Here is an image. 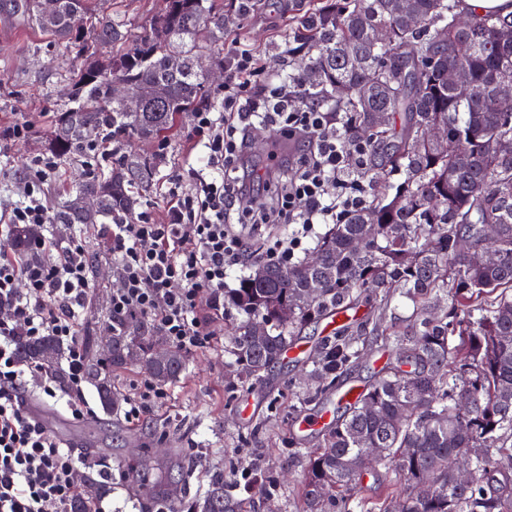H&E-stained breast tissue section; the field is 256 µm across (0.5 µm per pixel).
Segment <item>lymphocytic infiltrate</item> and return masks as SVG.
I'll return each mask as SVG.
<instances>
[{
    "label": "lymphocytic infiltrate",
    "mask_w": 512,
    "mask_h": 512,
    "mask_svg": "<svg viewBox=\"0 0 512 512\" xmlns=\"http://www.w3.org/2000/svg\"><path fill=\"white\" fill-rule=\"evenodd\" d=\"M228 55L218 107L189 118L202 166L185 165L168 178L163 217L144 211L105 231L121 276L110 296L113 316L150 320L187 352L213 336L209 318L224 312V275L247 261V227L294 225L293 234L268 250L270 258L287 264L316 225L337 223L368 196L364 177L355 173L363 150L337 134L340 113L308 103L293 81L265 79L267 64L246 46L234 44ZM267 125L303 144L304 151L244 175L246 152ZM62 168L56 152L33 156L20 179L19 202L0 210L5 218L0 227V512H47L51 506L70 512L81 498L85 512H106L102 498H86L71 450L24 412L20 395L30 379L51 398L56 387L39 369L19 364L15 336L52 335L73 345L74 385L66 405L75 418L89 413L81 386L84 354L75 346L93 286L88 233L76 230L65 242L41 235L28 258L8 245L15 225L50 224L47 185Z\"/></svg>",
    "instance_id": "f902f5d3"
}]
</instances>
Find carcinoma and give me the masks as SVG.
<instances>
[{
    "instance_id": "cac0c4a2",
    "label": "carcinoma",
    "mask_w": 512,
    "mask_h": 512,
    "mask_svg": "<svg viewBox=\"0 0 512 512\" xmlns=\"http://www.w3.org/2000/svg\"><path fill=\"white\" fill-rule=\"evenodd\" d=\"M340 0L298 19L296 50L311 49L296 77L305 99L343 113L346 135L365 144V174L373 200L333 225L316 246V265L263 261L224 304L243 316L229 334L227 355L246 380L281 360L299 330L357 308L360 299L398 291L414 304L409 322L384 329L397 362L381 369L323 434L304 472V512H353V483L383 468L394 479L361 512H512V101L498 99L501 79L512 81V13L492 12L455 24L462 0ZM42 18L41 0H15L13 9L59 40L90 28L84 64L70 72L72 99L53 130L64 156L86 155L92 138L137 137L162 144L179 116L205 98L199 29L224 42V0H166L150 34L139 38L98 0H54ZM387 31L380 42L377 32ZM112 56L96 58L97 48ZM464 75L448 83V69ZM400 125L376 126L379 113ZM447 131L439 141L429 128ZM167 157L117 154L106 176L82 178L58 206L53 223L98 224L131 214ZM402 176L399 182L393 175ZM14 248L30 252L38 230L14 227ZM490 250L487 264L457 248ZM448 297V310L431 299ZM288 316H283V312ZM112 337V355L98 354L95 337H81L83 376L102 410H121L113 375L143 367L162 387L186 371L188 356L146 319H129ZM23 365L36 366L60 388L71 387L62 362L70 346L54 336L15 338ZM359 337L346 323L323 340L310 376L312 401L329 400L359 358ZM451 458L468 462L460 481ZM160 491L163 512H246L212 474L206 491L189 496Z\"/></svg>"
}]
</instances>
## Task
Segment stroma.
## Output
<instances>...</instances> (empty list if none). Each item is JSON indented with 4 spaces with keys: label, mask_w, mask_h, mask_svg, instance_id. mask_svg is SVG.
<instances>
[{
    "label": "stroma",
    "mask_w": 512,
    "mask_h": 512,
    "mask_svg": "<svg viewBox=\"0 0 512 512\" xmlns=\"http://www.w3.org/2000/svg\"><path fill=\"white\" fill-rule=\"evenodd\" d=\"M0 0V120L31 125L27 141L12 148L0 160V201H18L9 189L18 181L29 156L50 145L49 133L61 108L67 103L69 77L80 60L82 39L60 41L4 9ZM287 0H259L255 10L240 13L234 4L224 8V43L208 52V90H217L228 74L227 46L239 40L255 49L263 62L285 60V75H292L304 64L302 55L293 53V15ZM165 0H102L101 8L122 20L135 36L150 30L152 19L161 12ZM168 162L156 174L150 189L143 192L138 211L163 215L167 199L163 181L198 153L188 138V123L180 121L166 148ZM90 225L86 249L97 259L98 274L94 297L107 301L118 287V271L107 253L106 241ZM241 320L235 310L212 320L215 335L205 348L190 353L186 373L168 384V402L151 410L138 427L128 422L112 423L99 403L93 387L84 386L91 410L83 419H73L66 407L65 391L44 398L43 406L60 417L56 437L75 453L76 460H88L91 475L107 487V512H153L157 490L153 476L171 464L175 454L185 452L195 458L189 480V494L203 492L216 469L226 474L251 469L253 486L237 485L235 496L243 503H254L260 512H302L300 480L312 448L320 443L313 432L294 441L293 425L299 415L322 410L319 402L308 401L315 384L308 373L311 359L325 334L324 323L305 326L301 342L306 352L299 359L284 361L272 368L262 381L241 382L229 365L224 348L225 329ZM390 357L383 336L371 333L360 360L347 372L346 384H370ZM254 403L250 418H241L242 398Z\"/></svg>",
    "instance_id": "obj_1"
}]
</instances>
